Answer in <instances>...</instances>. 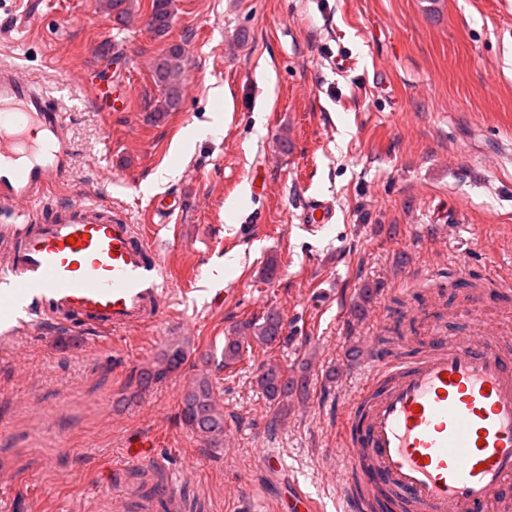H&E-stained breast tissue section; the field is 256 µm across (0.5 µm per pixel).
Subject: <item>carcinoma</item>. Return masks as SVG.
I'll use <instances>...</instances> for the list:
<instances>
[{"label":"carcinoma","instance_id":"cac0c4a2","mask_svg":"<svg viewBox=\"0 0 512 512\" xmlns=\"http://www.w3.org/2000/svg\"><path fill=\"white\" fill-rule=\"evenodd\" d=\"M131 0H106L112 19L124 23L130 18ZM171 0H152V11L149 25L158 35L169 33L172 23ZM183 52L179 44L169 46L154 68L156 82L163 87L164 99L154 109L157 115L174 110L183 96ZM282 320L278 312L271 309L262 317V323L248 321L239 328V335L228 336L220 353L218 365L229 368L242 360L246 336L251 335L265 345H272L280 338ZM416 334L415 318L400 316V320L392 330V338L388 343L402 346L411 341ZM189 355L183 347H172L163 353L159 365L141 373V385L148 386L160 381L169 374L180 370L188 361ZM257 385L271 401L282 403L291 396L297 385L296 373L278 363L270 362L261 366L257 377ZM180 418L187 428L206 440L210 446L219 447L224 444V414L216 407L215 385L207 374L193 379L184 392L180 402Z\"/></svg>","mask_w":512,"mask_h":512}]
</instances>
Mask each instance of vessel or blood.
I'll use <instances>...</instances> for the list:
<instances>
[{
    "label": "vessel or blood",
    "instance_id": "vessel-or-blood-1",
    "mask_svg": "<svg viewBox=\"0 0 512 512\" xmlns=\"http://www.w3.org/2000/svg\"><path fill=\"white\" fill-rule=\"evenodd\" d=\"M67 105L17 68L0 65V212L20 217L17 258L1 273L0 315L36 303L57 324L117 332L162 314V265L149 236L105 201L56 202L71 148ZM330 201L305 203L320 230ZM466 338L432 337L419 355L370 350L371 369L339 422L342 469L333 472L344 512H374L354 494L353 472L385 494L393 512H488L512 497V348L484 338L473 308Z\"/></svg>",
    "mask_w": 512,
    "mask_h": 512
}]
</instances>
